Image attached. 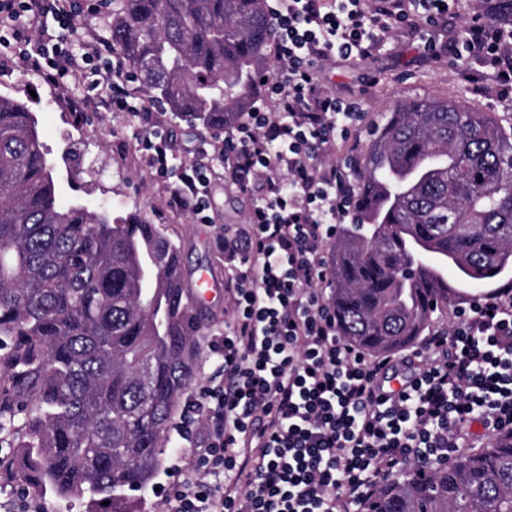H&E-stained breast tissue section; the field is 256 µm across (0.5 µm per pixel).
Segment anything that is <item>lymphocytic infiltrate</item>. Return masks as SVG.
<instances>
[{
	"label": "lymphocytic infiltrate",
	"instance_id": "lymphocytic-infiltrate-1",
	"mask_svg": "<svg viewBox=\"0 0 512 512\" xmlns=\"http://www.w3.org/2000/svg\"><path fill=\"white\" fill-rule=\"evenodd\" d=\"M266 0L280 63L262 76L251 106L211 150L185 163L167 206L202 215L215 154L244 193L266 191L247 224L218 236L233 261L224 292L219 377L195 388L180 423L207 415L206 445L166 512H365L390 477L444 465L468 448V428L512 433V293L457 308L449 330L411 355L369 358L345 342L326 295L323 245L352 217L356 162L344 149L367 114L357 99L324 92L321 62L371 56L397 26L447 18L448 0ZM512 0L474 14L451 54L479 62L501 96L512 95ZM75 0H0V45L50 18L70 27ZM109 44L76 52L39 38L26 62L56 85L104 99L116 112L150 114L131 96L136 75Z\"/></svg>",
	"mask_w": 512,
	"mask_h": 512
}]
</instances>
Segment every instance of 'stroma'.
Returning <instances> with one entry per match:
<instances>
[{"instance_id":"stroma-1","label":"stroma","mask_w":512,"mask_h":512,"mask_svg":"<svg viewBox=\"0 0 512 512\" xmlns=\"http://www.w3.org/2000/svg\"><path fill=\"white\" fill-rule=\"evenodd\" d=\"M419 38L408 29L392 30L371 57L362 61L336 60L327 63L321 74L325 91L362 99L367 112L365 128L353 136L355 158H362L367 145V130L383 123L388 112L398 105L419 98L455 99L501 118H512V100L496 95L491 87L475 90L479 67L450 57L427 62L418 56ZM0 60L10 62V69H0V93L20 99L36 96L38 129L60 178H71L77 197L90 207L114 218H134L157 224L165 236L181 246L187 280H195L207 271L216 282H223L227 265L215 244L221 224L246 223L252 201L224 184L221 172H214L209 187V223L203 224L186 212L166 208L170 182L154 176L143 139L150 130L172 132L178 150L170 163L180 167L213 135L190 128L171 113L157 112L152 127L129 112L100 111L87 115L69 111L75 91L47 83L37 71L27 67L17 56L0 47ZM223 292H216L200 315L198 339L200 358L194 386L206 385L213 377L217 360L207 343L224 333ZM207 433L205 425H195L188 433L171 430V455L160 472L159 490L145 494L143 512H165L161 488L176 480L180 460L178 449L200 441ZM39 507L40 512H65L53 493L37 496L23 489L16 474L0 467V512H21L22 502Z\"/></svg>"}]
</instances>
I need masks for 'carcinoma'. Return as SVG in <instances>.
Listing matches in <instances>:
<instances>
[{"mask_svg":"<svg viewBox=\"0 0 512 512\" xmlns=\"http://www.w3.org/2000/svg\"><path fill=\"white\" fill-rule=\"evenodd\" d=\"M109 42L150 104L219 132L269 67L264 0H107ZM332 245L341 335L416 344L461 287L512 268V123L453 100L390 112ZM182 249L157 224L63 198L28 103L0 96V431L26 486L136 512L195 373ZM367 512H512V438L386 483Z\"/></svg>","mask_w":512,"mask_h":512,"instance_id":"cac0c4a2","label":"carcinoma"}]
</instances>
